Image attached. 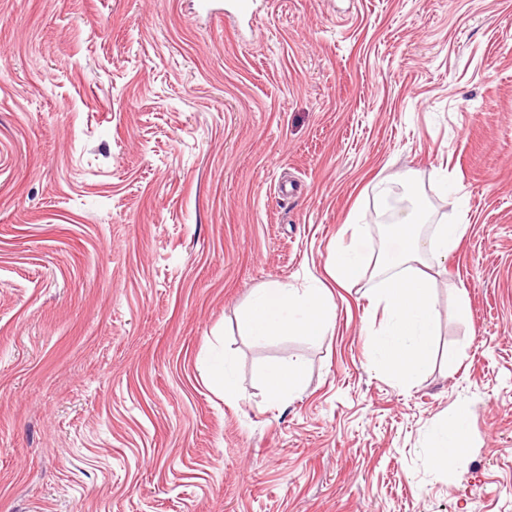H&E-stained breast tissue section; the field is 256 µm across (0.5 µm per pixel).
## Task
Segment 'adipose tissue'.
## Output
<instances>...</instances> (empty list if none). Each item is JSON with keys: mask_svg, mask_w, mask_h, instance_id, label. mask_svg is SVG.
Wrapping results in <instances>:
<instances>
[{"mask_svg": "<svg viewBox=\"0 0 512 512\" xmlns=\"http://www.w3.org/2000/svg\"><path fill=\"white\" fill-rule=\"evenodd\" d=\"M336 305L329 288H296L275 282L256 291L246 311L245 324L250 336H303L316 340L331 332ZM303 365L291 358L272 366L265 375L271 403L285 401L300 387ZM471 411L459 406L434 427L431 457L438 470H447L463 455L470 427Z\"/></svg>", "mask_w": 512, "mask_h": 512, "instance_id": "adipose-tissue-1", "label": "adipose tissue"}]
</instances>
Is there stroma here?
I'll return each mask as SVG.
<instances>
[{
    "label": "stroma",
    "mask_w": 512,
    "mask_h": 512,
    "mask_svg": "<svg viewBox=\"0 0 512 512\" xmlns=\"http://www.w3.org/2000/svg\"><path fill=\"white\" fill-rule=\"evenodd\" d=\"M408 178L423 232L469 226L411 386L371 363L375 271L328 272L351 225L383 253L374 186ZM273 281L330 288L332 333L248 336ZM0 512H512V0H258L245 36L197 0H0ZM211 376L216 385L224 394V401H235L238 398L239 386L232 361L224 354L220 360L211 367ZM303 365L298 358H288L272 366L265 374L268 400L273 404L285 401L300 387ZM471 410L466 406L453 409L434 426L431 457L434 466L447 472L467 449Z\"/></svg>",
    "instance_id": "1"
}]
</instances>
